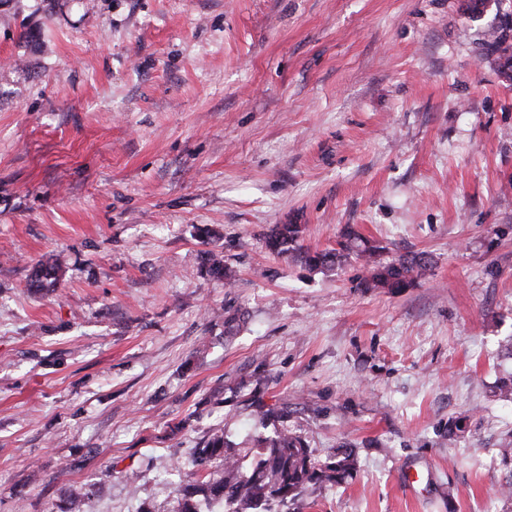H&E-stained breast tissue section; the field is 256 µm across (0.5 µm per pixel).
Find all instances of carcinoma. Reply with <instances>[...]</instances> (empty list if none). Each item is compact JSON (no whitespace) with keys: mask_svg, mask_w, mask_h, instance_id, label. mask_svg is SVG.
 I'll return each instance as SVG.
<instances>
[{"mask_svg":"<svg viewBox=\"0 0 512 512\" xmlns=\"http://www.w3.org/2000/svg\"><path fill=\"white\" fill-rule=\"evenodd\" d=\"M301 232L299 224H280L266 239V246L281 255L295 251ZM338 245L336 250L308 252L305 259L314 267H324L354 254L368 272L364 287L392 291L410 286L427 267L420 255L402 256L384 264L378 260L379 248L368 245L352 230ZM57 282V269L50 265L42 280L30 279L27 286L37 293L55 287ZM254 416L264 427L284 418L283 413L260 402L254 405ZM192 461L203 480L180 491L175 512H199L194 500L197 495L224 502V512H273L270 501L286 506L311 486L339 482L353 466L347 451L336 453L323 464L316 462L304 439L286 428H276L273 434L256 439L251 448L237 447L224 431L216 430L203 446L194 449ZM68 512H95L92 494L74 495Z\"/></svg>","mask_w":512,"mask_h":512,"instance_id":"cac0c4a2","label":"carcinoma"}]
</instances>
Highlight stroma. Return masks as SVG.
<instances>
[{"label":"stroma","instance_id":"1","mask_svg":"<svg viewBox=\"0 0 512 512\" xmlns=\"http://www.w3.org/2000/svg\"><path fill=\"white\" fill-rule=\"evenodd\" d=\"M500 35L512 0H0V512H174L256 394L354 459L288 512H512ZM279 224L431 264L367 289ZM301 225L298 224H280L275 227L266 239L267 248L277 254H288L289 251H298L300 247H295L300 234Z\"/></svg>","mask_w":512,"mask_h":512}]
</instances>
